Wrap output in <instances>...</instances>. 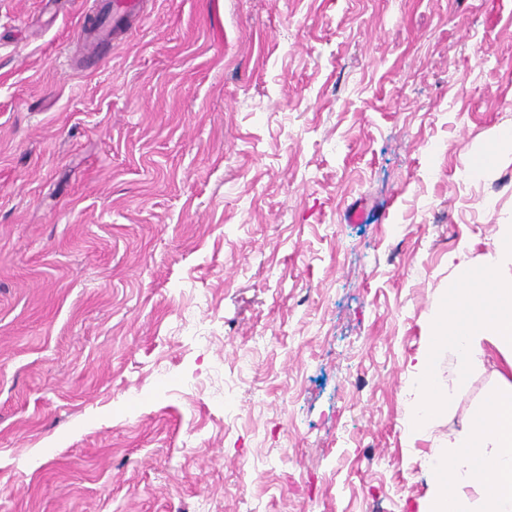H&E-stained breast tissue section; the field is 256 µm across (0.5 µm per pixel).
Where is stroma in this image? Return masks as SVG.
I'll use <instances>...</instances> for the list:
<instances>
[{
  "mask_svg": "<svg viewBox=\"0 0 512 512\" xmlns=\"http://www.w3.org/2000/svg\"><path fill=\"white\" fill-rule=\"evenodd\" d=\"M0 0V512H416L409 430L512 225V0ZM495 148L482 174L477 156ZM146 0H105L96 15L79 25L78 39L98 42L120 40L126 32L145 20Z\"/></svg>",
  "mask_w": 512,
  "mask_h": 512,
  "instance_id": "35a3bbf8",
  "label": "stroma"
}]
</instances>
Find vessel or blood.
I'll return each instance as SVG.
<instances>
[{
	"label": "vessel or blood",
	"mask_w": 512,
	"mask_h": 512,
	"mask_svg": "<svg viewBox=\"0 0 512 512\" xmlns=\"http://www.w3.org/2000/svg\"><path fill=\"white\" fill-rule=\"evenodd\" d=\"M146 0H104L97 14L87 16L80 24V39L111 42L122 39L126 32L145 20Z\"/></svg>",
	"instance_id": "b4317fda"
}]
</instances>
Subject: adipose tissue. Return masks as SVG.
Here are the masks:
<instances>
[{"instance_id": "obj_1", "label": "adipose tissue", "mask_w": 512, "mask_h": 512, "mask_svg": "<svg viewBox=\"0 0 512 512\" xmlns=\"http://www.w3.org/2000/svg\"><path fill=\"white\" fill-rule=\"evenodd\" d=\"M497 259L472 272L460 259L457 279L444 290L445 307L436 315L429 352L418 357L415 390L417 424L453 402V390L436 369L438 354L454 358L455 382L467 378L486 345L512 356V277L501 276L497 264L512 261V225H504L496 243ZM430 488L417 512H512V389L488 395L467 420L463 433L449 436L434 453ZM477 486L478 499L464 489Z\"/></svg>"}]
</instances>
